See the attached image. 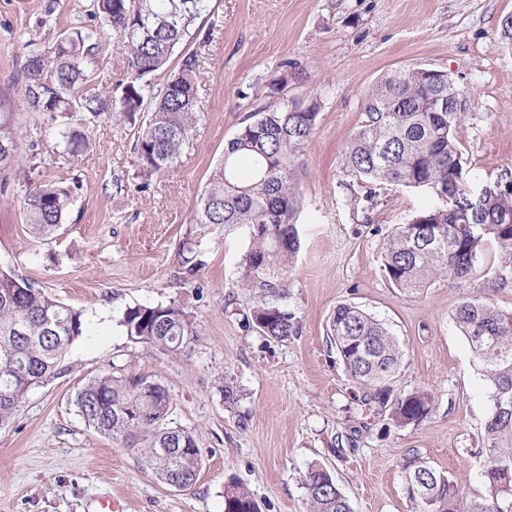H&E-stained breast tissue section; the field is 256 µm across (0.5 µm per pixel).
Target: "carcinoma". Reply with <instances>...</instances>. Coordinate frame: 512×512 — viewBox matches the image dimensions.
<instances>
[{
	"label": "carcinoma",
	"instance_id": "cac0c4a2",
	"mask_svg": "<svg viewBox=\"0 0 512 512\" xmlns=\"http://www.w3.org/2000/svg\"><path fill=\"white\" fill-rule=\"evenodd\" d=\"M94 17L112 29L126 55L120 95L109 102L85 89L84 63L102 50L97 32L72 26L52 45L27 51L23 105L51 122L57 115L81 113L89 123L118 112L134 123L146 114L134 145L138 174L169 170L199 120L196 76L199 58L180 57L176 73L154 88L151 75L166 66L174 48L191 36L195 19L209 0H96ZM456 82L430 76L420 67L383 74L366 98L365 119L346 144L341 163L347 176L363 183L453 192V209L438 200L396 227L382 248V271L400 291L413 294L429 281L468 275L485 242L496 241L512 268V189L474 197L464 189L456 129L462 103L437 110L455 98ZM320 104L282 99L247 115L224 150L195 211L197 224H246L252 239L240 262L238 285L254 292L252 327L262 336L285 341L298 324L284 301L288 271L300 248L295 214L301 196L295 161L311 137ZM57 144L72 154L81 133L68 124L54 126ZM22 165L17 133L0 122V171ZM73 187L31 185L23 209L34 233L49 235L63 223ZM451 319L471 346L488 383L491 413L485 424L480 473L483 491L471 498L451 478L419 455L405 457L407 493L418 512H512V313L480 296L464 299ZM118 324L134 343L180 357L197 335L192 316L177 304L127 308ZM81 311L53 298L30 281L0 269V428L8 426L29 390L62 374V360L83 335ZM355 387L354 399L389 412L397 426L419 425L433 412L432 396L422 390L394 392L391 380L401 366L398 339L374 316L351 304L336 307L327 332ZM75 403L95 431L136 448L141 464L166 485L193 487L201 466L192 432L169 426L171 399L166 387L145 379L127 381L98 375L77 391ZM307 512H353L331 472L311 464L302 477ZM224 512H259V506L234 480L224 487Z\"/></svg>",
	"mask_w": 512,
	"mask_h": 512
}]
</instances>
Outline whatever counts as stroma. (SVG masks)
Instances as JSON below:
<instances>
[{
	"label": "stroma",
	"instance_id": "stroma-1",
	"mask_svg": "<svg viewBox=\"0 0 512 512\" xmlns=\"http://www.w3.org/2000/svg\"><path fill=\"white\" fill-rule=\"evenodd\" d=\"M198 19L201 119L174 167L142 185L133 167L135 127L105 117L86 127L74 156H59L44 114L22 108L25 44L50 42L78 22L104 45L89 71L112 96L125 59L111 30L92 19L93 0H0V114L20 133L25 171L0 173V269L34 282L82 311L86 329L69 347L64 374L28 393L0 429V512H93L104 497L122 512H224V485L239 483L260 512H305L308 464L330 469L353 512H416L406 492L405 454L414 452L471 494L482 490L480 459L490 413L486 384L451 313L477 295L512 312V272L496 242L470 274L441 278L413 295L381 271L394 228L430 202L428 192L351 182L341 154L364 119L370 88L412 66L447 71L463 92L456 131L465 185L512 181V47L500 37L512 0H210ZM285 98L318 100L320 114L294 170L302 196L300 249L286 304L299 333L278 342L249 327L253 297L239 288L245 225L197 224L209 176L242 119L269 100L273 78ZM75 183L63 224L33 234L27 182ZM200 265L186 273L182 242ZM176 303L193 317L189 358L132 343L118 321L138 304ZM384 322L403 349L395 392H431L434 411L418 426H389L352 398L353 385L327 341L337 305ZM112 373L163 384L169 420L192 431L202 465L180 491L138 462L135 449L89 428L77 390ZM238 391L225 406L220 378Z\"/></svg>",
	"mask_w": 512,
	"mask_h": 512
}]
</instances>
